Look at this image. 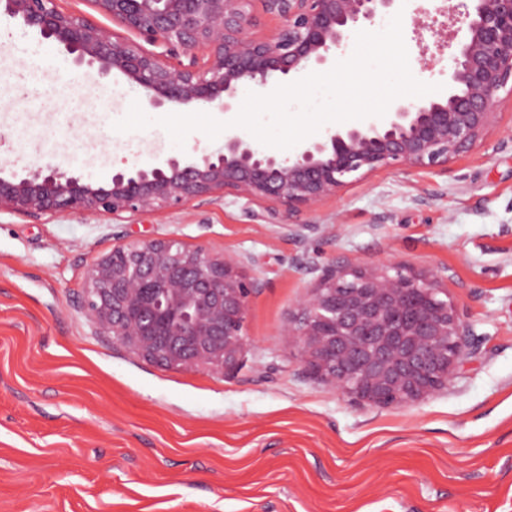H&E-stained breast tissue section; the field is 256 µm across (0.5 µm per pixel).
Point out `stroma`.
Instances as JSON below:
<instances>
[{
	"label": "stroma",
	"instance_id": "35a3bbf8",
	"mask_svg": "<svg viewBox=\"0 0 512 512\" xmlns=\"http://www.w3.org/2000/svg\"><path fill=\"white\" fill-rule=\"evenodd\" d=\"M440 0H406L419 81L446 84L454 49L418 29ZM475 151L384 169L311 208L233 196L114 219L0 211V512H512V90ZM20 24L0 19V165L52 163L103 184L186 160L157 125L116 132L131 102ZM175 238L222 251L257 283L231 371L166 368L85 317L87 268L113 247ZM440 271L479 342L447 388L394 409L306 372L282 326L336 264Z\"/></svg>",
	"mask_w": 512,
	"mask_h": 512
}]
</instances>
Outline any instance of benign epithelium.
<instances>
[{
  "mask_svg": "<svg viewBox=\"0 0 512 512\" xmlns=\"http://www.w3.org/2000/svg\"><path fill=\"white\" fill-rule=\"evenodd\" d=\"M156 50L121 40L94 22L62 11L57 0H0V16L59 44L102 78L122 75L166 104L231 112L239 90H265L326 64L347 46L359 23L390 14L396 0H260L281 22L254 37V0H89ZM464 32L448 66L446 88L428 100H397L385 116L363 119L297 146L269 153L234 131L224 151L195 161L85 182L57 165L3 175L0 210L33 218L100 212L119 216L178 209L198 198L227 195L279 203L288 211L316 204L364 175L388 168L434 169L480 147L498 119V93L512 82V0H470ZM208 64L196 67V54ZM185 55L189 64L167 63ZM257 284L237 263L174 238L130 242L94 261L85 274L83 311L112 340L152 363L224 371L245 347L249 299ZM283 327L301 364L324 384L378 407L400 408L448 386L472 355L469 326L439 272L399 263L334 265L298 303Z\"/></svg>",
  "mask_w": 512,
  "mask_h": 512,
  "instance_id": "obj_1",
  "label": "benign epithelium"
}]
</instances>
